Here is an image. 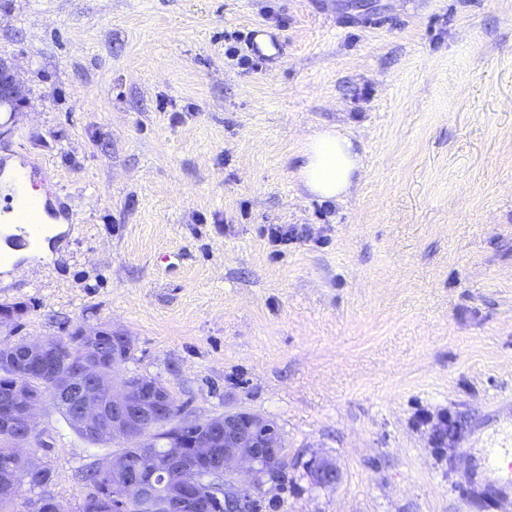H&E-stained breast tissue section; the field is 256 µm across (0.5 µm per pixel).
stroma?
<instances>
[{
	"label": "stroma",
	"mask_w": 512,
	"mask_h": 512,
	"mask_svg": "<svg viewBox=\"0 0 512 512\" xmlns=\"http://www.w3.org/2000/svg\"><path fill=\"white\" fill-rule=\"evenodd\" d=\"M256 28L282 42L247 70L227 50ZM0 57L26 88L0 158L67 204L48 258L0 277V341L120 331L118 376L184 416L274 420V512H486L473 451L512 448V0H0ZM336 124L366 168L321 201L294 155ZM120 448L45 398L27 449L53 480L16 512H75ZM309 474L314 486L324 487L337 484L340 480L338 469L323 460L314 459L308 463Z\"/></svg>",
	"instance_id": "obj_1"
}]
</instances>
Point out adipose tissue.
<instances>
[{
    "instance_id": "adipose-tissue-1",
    "label": "adipose tissue",
    "mask_w": 512,
    "mask_h": 512,
    "mask_svg": "<svg viewBox=\"0 0 512 512\" xmlns=\"http://www.w3.org/2000/svg\"><path fill=\"white\" fill-rule=\"evenodd\" d=\"M303 188L322 200H342L358 186L364 157L351 133L330 126L306 137L297 153Z\"/></svg>"
}]
</instances>
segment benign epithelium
<instances>
[{"mask_svg":"<svg viewBox=\"0 0 512 512\" xmlns=\"http://www.w3.org/2000/svg\"><path fill=\"white\" fill-rule=\"evenodd\" d=\"M4 102H25L24 89L10 63L0 68V104ZM106 336L112 337V345L124 352L131 347L130 337L122 332L79 331V340L91 356L99 351ZM24 345L25 361L39 365L53 352L56 343L48 338L26 341ZM103 390L98 371L88 370L79 378L61 376L51 387V397L56 403L62 398L69 400L76 410L78 425L87 433L110 432L112 440L139 448L146 447L144 435L153 421L173 417L169 392L162 384H153L146 397L136 382H114L108 406L102 400ZM42 399L43 395L16 385L0 412V428L9 434L19 453L35 429ZM189 423L194 427L192 453L196 460L205 462L211 458L212 449H224L218 468L187 465L182 426ZM280 440L279 428L259 414L250 417L247 425L232 410L205 419L181 418L179 428L166 438L173 459L171 494L180 500L182 512H253L257 471L267 450L279 447ZM308 467L315 486H331L340 480L338 469L326 461L314 459ZM112 507L115 512H168L169 502L152 497L148 478L143 475L142 466L137 465L130 470L126 483L113 488Z\"/></svg>","mask_w":512,"mask_h":512,"instance_id":"obj_1","label":"benign epithelium"}]
</instances>
